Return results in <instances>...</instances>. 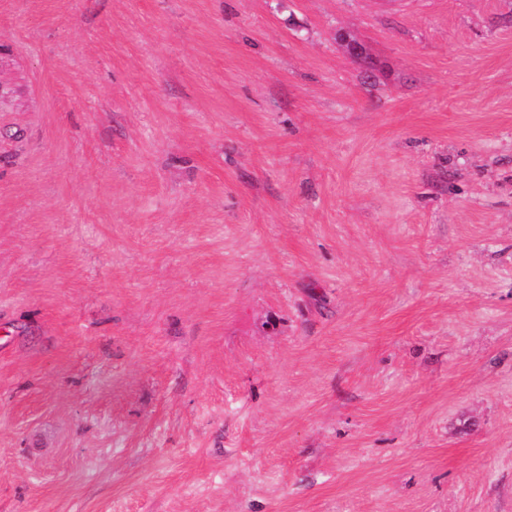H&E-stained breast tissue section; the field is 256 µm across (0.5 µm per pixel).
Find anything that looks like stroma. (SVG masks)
<instances>
[{
    "label": "stroma",
    "mask_w": 512,
    "mask_h": 512,
    "mask_svg": "<svg viewBox=\"0 0 512 512\" xmlns=\"http://www.w3.org/2000/svg\"><path fill=\"white\" fill-rule=\"evenodd\" d=\"M0 512H512V0H0Z\"/></svg>",
    "instance_id": "stroma-1"
}]
</instances>
